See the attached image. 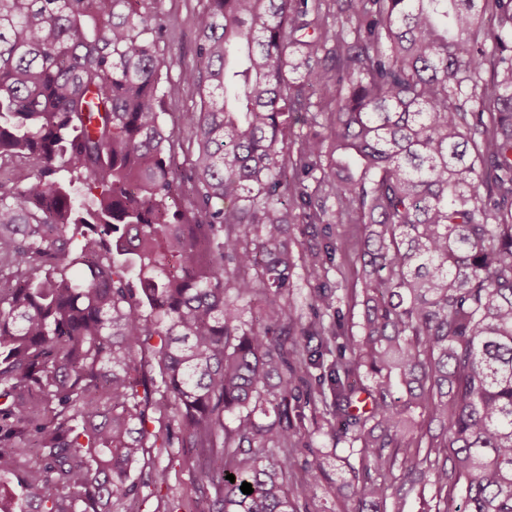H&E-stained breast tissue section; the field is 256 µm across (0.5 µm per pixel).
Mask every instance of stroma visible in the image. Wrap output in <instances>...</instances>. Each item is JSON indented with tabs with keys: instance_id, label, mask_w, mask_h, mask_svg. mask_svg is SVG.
I'll list each match as a JSON object with an SVG mask.
<instances>
[{
	"instance_id": "35a3bbf8",
	"label": "stroma",
	"mask_w": 512,
	"mask_h": 512,
	"mask_svg": "<svg viewBox=\"0 0 512 512\" xmlns=\"http://www.w3.org/2000/svg\"><path fill=\"white\" fill-rule=\"evenodd\" d=\"M206 0H143L142 12L159 15L163 27L159 34L161 53L170 63L164 85L163 120L174 130L175 162L181 173H188L195 158L196 144L190 129L180 118L183 113L195 109L199 95L194 86L179 80V69L195 65L197 33L195 18L204 8ZM341 242L342 249L333 261L325 265L320 275L307 277L302 266H295L290 273L292 286L288 300L303 316H310L317 291L328 288L337 291L342 302L339 310L323 313L324 322L342 319L345 331L357 336L361 333L363 316L361 291L364 286L361 263L358 259L360 227L356 224H292L287 228L288 241L294 253L301 254L312 245L321 243L323 236ZM324 413L302 404L293 411V425L301 448V460H309L315 454L340 457L342 462L358 465L359 459L348 443L337 441L335 436L324 434L319 425ZM162 463L169 466L168 486L161 497H148L133 503L134 512H155L157 506H165L167 512H189L190 504L200 495L205 481L199 472L188 469L182 462L179 449H169L162 455ZM298 512H352L355 506V488L350 483L337 482L328 476L321 487L307 498H298Z\"/></svg>"
}]
</instances>
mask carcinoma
Here are the masks:
<instances>
[{"instance_id": "cac0c4a2", "label": "carcinoma", "mask_w": 512, "mask_h": 512, "mask_svg": "<svg viewBox=\"0 0 512 512\" xmlns=\"http://www.w3.org/2000/svg\"><path fill=\"white\" fill-rule=\"evenodd\" d=\"M332 2L198 13L183 210L160 18L140 0H0V161L31 168L0 190V512L159 497L154 448L213 488L193 512H297L326 479L320 458L297 464L302 386L356 447L355 512L418 485L436 499L422 512H512V0ZM309 89L330 122L296 144ZM327 144L332 212L299 174ZM333 222L363 225L358 338L284 300L285 226ZM337 251L302 255L307 274Z\"/></svg>"}]
</instances>
